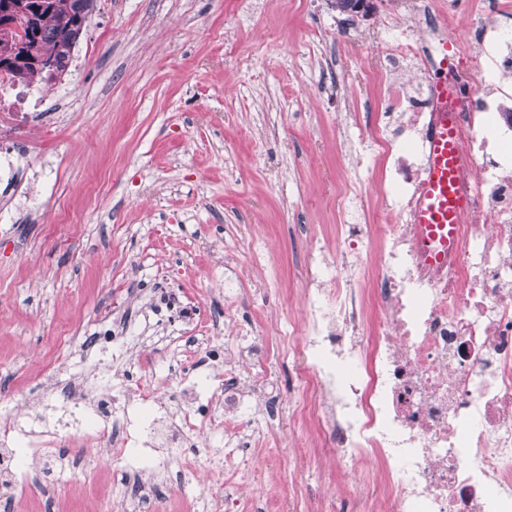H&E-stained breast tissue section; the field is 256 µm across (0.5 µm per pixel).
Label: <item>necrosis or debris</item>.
<instances>
[{
  "mask_svg": "<svg viewBox=\"0 0 512 512\" xmlns=\"http://www.w3.org/2000/svg\"><path fill=\"white\" fill-rule=\"evenodd\" d=\"M415 35H393L389 58L421 61L415 93L398 88L389 111L372 113L355 135L344 203L374 189L386 221L337 226L336 259L310 239L304 272L303 330L282 331L278 357L236 333L200 336L191 371L171 397L127 386L122 403L108 388L67 394L30 416L21 401L0 432V471L26 477L45 460L46 443L98 447L142 473L170 472L193 441L197 463H232L233 439L264 415L281 422L267 368L298 366L289 416L314 427L337 470L378 464V496L358 495L359 512H512V0L476 11L455 72L468 89L455 102L469 159L473 204L445 263L429 265L413 222L427 166L432 74L452 16L433 0H410ZM15 82L0 73V181L12 180L29 115L10 99ZM249 367L241 386L232 372ZM163 447V460L148 458Z\"/></svg>",
  "mask_w": 512,
  "mask_h": 512,
  "instance_id": "4bbe7bcc",
  "label": "necrosis or debris"
}]
</instances>
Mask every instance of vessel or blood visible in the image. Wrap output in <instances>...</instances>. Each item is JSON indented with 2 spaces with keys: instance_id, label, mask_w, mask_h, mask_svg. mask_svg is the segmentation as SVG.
Here are the masks:
<instances>
[{
  "instance_id": "vessel-or-blood-1",
  "label": "vessel or blood",
  "mask_w": 512,
  "mask_h": 512,
  "mask_svg": "<svg viewBox=\"0 0 512 512\" xmlns=\"http://www.w3.org/2000/svg\"><path fill=\"white\" fill-rule=\"evenodd\" d=\"M459 92V82L441 72L434 83L435 122L428 141L426 178L415 208L419 247L434 263L447 258L454 240L446 226L461 223L471 206L469 192L456 184L464 165V148L453 116Z\"/></svg>"
}]
</instances>
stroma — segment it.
<instances>
[{
	"mask_svg": "<svg viewBox=\"0 0 512 512\" xmlns=\"http://www.w3.org/2000/svg\"><path fill=\"white\" fill-rule=\"evenodd\" d=\"M406 26L391 0L355 23L328 0H97L71 68L32 110L52 152L30 150L0 185L15 206L0 226V408L52 398L45 381L68 382L67 355L93 357L100 320L135 346L164 295L174 342L138 380L160 385L202 327L256 330L274 346L300 314L306 236L335 248L349 117L387 108L363 71L382 60L384 33ZM60 210L77 216L62 245L49 233ZM257 237L267 250L256 257ZM316 453L280 431L241 449L246 470L221 473L215 489L253 483L243 510L256 512L283 494L289 469L305 475L299 507L311 512V496L331 491L309 474ZM95 463L89 475L16 482L0 512H118L116 490L137 485L109 456Z\"/></svg>",
	"mask_w": 512,
	"mask_h": 512,
	"instance_id": "35a3bbf8",
	"label": "stroma"
}]
</instances>
